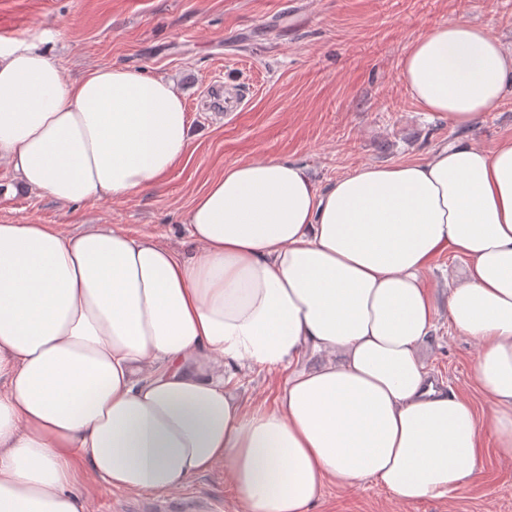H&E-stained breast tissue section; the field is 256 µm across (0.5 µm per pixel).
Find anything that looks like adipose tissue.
I'll list each match as a JSON object with an SVG mask.
<instances>
[{"mask_svg":"<svg viewBox=\"0 0 512 512\" xmlns=\"http://www.w3.org/2000/svg\"><path fill=\"white\" fill-rule=\"evenodd\" d=\"M400 78L467 132L512 91V52L446 21ZM188 130L172 81L122 66L70 81L37 49H0V161L29 189L129 199L184 160ZM185 229L192 256L147 232L0 223V512H88L82 466L172 497L220 466L234 512H313L325 486L365 480L407 504L448 498L487 432L512 462V139L364 164L323 190L294 161L234 164ZM444 253L468 263L448 320L477 347L484 421L420 352ZM255 368L289 371L272 407L232 384Z\"/></svg>","mask_w":512,"mask_h":512,"instance_id":"obj_1","label":"adipose tissue"}]
</instances>
